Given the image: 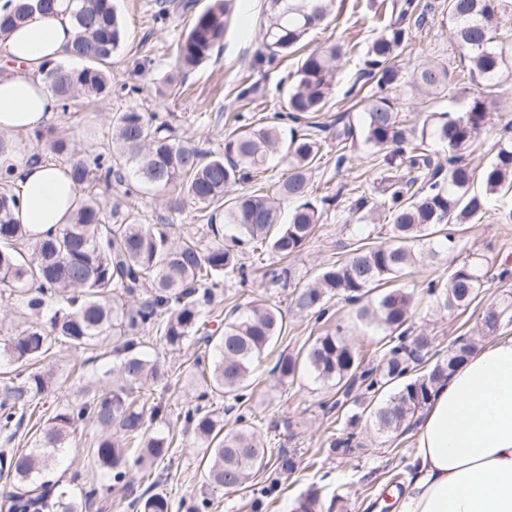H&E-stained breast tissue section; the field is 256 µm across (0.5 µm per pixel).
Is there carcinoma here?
Wrapping results in <instances>:
<instances>
[{
    "label": "carcinoma",
    "instance_id": "1",
    "mask_svg": "<svg viewBox=\"0 0 512 512\" xmlns=\"http://www.w3.org/2000/svg\"><path fill=\"white\" fill-rule=\"evenodd\" d=\"M263 28V51L291 54L305 36L332 13L334 0H268ZM503 0H448V21L458 48L467 58L471 80L482 87L460 111H427L420 129L407 128L394 100L383 91L400 79L397 52L422 26L435 5L421 0H390L389 19L368 45L361 76L377 91L362 109L360 136L380 153L378 165L386 177L382 197L371 203L360 196L349 214L363 226L383 216L389 240L362 244L325 267L296 292L298 313L323 320L328 303L336 298L357 306L358 317L388 336L379 361L362 367L359 352L341 328L318 336L304 351L302 361L280 354L271 369L290 383L300 369L323 383L342 384V397L328 406L344 411L345 422L330 439L328 453L346 455L357 446V429L373 427L379 434H401L423 411L435 388L476 350L473 337L456 340L450 357L428 368L425 356L431 339L410 331L408 321L415 295L392 282L422 258L435 259L457 248L455 228L474 224L496 195L512 191V138L502 140L493 158L476 170L463 153L489 121L494 94L504 74H512V18L501 9ZM32 0L0 14V37L25 20ZM77 28L71 57L84 66L48 64L43 80L61 108L78 97L100 96L109 88L105 67L122 47L125 28L112 0H63ZM224 0H212L197 14L188 32L176 44L174 62L182 72L199 66L224 38ZM346 51L338 44L313 49L300 57L295 79L286 93L288 118L300 123L324 111L334 91L336 68ZM449 70L435 61L414 67L412 87L418 92L444 88ZM36 145L68 158L70 177L78 190L71 223L44 235L17 223V198L0 187V296H16L33 318L14 336L0 339V367L12 376L0 383V433L11 441L29 411L55 386L49 369L30 366L51 357L61 342L78 351L95 350L112 342V367L83 388V401L66 405L48 417L24 452L0 448V475L10 478L9 512H79L98 494L91 487L75 493L53 478L58 455L72 433L90 425L97 433L92 454L105 479L107 493L121 494L131 483L129 463L152 467L170 454L172 440L157 433L147 436L162 413L158 402L140 401V393L166 388L169 372L143 352V333L156 329L173 349L183 348L195 328L203 325L200 293L226 276L246 278V269L264 271L276 283L291 271L264 265L265 254L293 256L314 234L322 212L310 199L311 171L321 159L322 143L313 133H286L274 120L234 129L224 138V149L207 152L175 134L171 124L134 108L112 115V150L91 159L77 156L70 140L50 128L34 134ZM435 139L448 150L447 164L427 154ZM280 155L286 176L271 190H244L240 185L268 170L272 155ZM132 166L144 184L161 191L171 186L208 211L206 233L214 242L202 249L188 233L180 241L169 224H138L118 219L97 199L84 193L94 182L108 183L116 166ZM480 179L484 190L471 184ZM295 202L282 220V206ZM253 261L242 262L244 246ZM487 273L467 259L448 269V275L427 285L439 309L467 308ZM483 335L512 325V300L488 306L481 317ZM284 331L283 315L254 299L237 306L224 322L220 336L203 337L212 348L207 390L195 395L196 404L184 414V423L211 445L207 477L212 487L227 493L251 489V508L259 507L277 488L279 475L295 469L292 457H277L278 476L269 483L252 479L268 470L265 444L243 408L251 394L252 377L274 339ZM230 401L239 427L224 430V419L205 409L212 395ZM137 512H169V500L149 487L128 503ZM321 491L309 488L298 497L292 512H322Z\"/></svg>",
    "mask_w": 512,
    "mask_h": 512
}]
</instances>
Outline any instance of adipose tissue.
I'll list each match as a JSON object with an SVG mask.
<instances>
[{"label":"adipose tissue","mask_w":512,"mask_h":512,"mask_svg":"<svg viewBox=\"0 0 512 512\" xmlns=\"http://www.w3.org/2000/svg\"><path fill=\"white\" fill-rule=\"evenodd\" d=\"M76 37L69 15L34 11L0 40V183L19 199L18 223L37 232L69 223L77 188L69 168L35 155L25 138L59 102L40 70ZM413 468L397 512H512V335L472 354L434 392L418 426Z\"/></svg>","instance_id":"ef3b65f1"}]
</instances>
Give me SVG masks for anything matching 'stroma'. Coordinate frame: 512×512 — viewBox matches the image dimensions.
Wrapping results in <instances>:
<instances>
[{"instance_id": "1", "label": "stroma", "mask_w": 512, "mask_h": 512, "mask_svg": "<svg viewBox=\"0 0 512 512\" xmlns=\"http://www.w3.org/2000/svg\"><path fill=\"white\" fill-rule=\"evenodd\" d=\"M179 2L115 0L127 38L107 67L111 91L96 98L77 99L67 114L57 116L54 122L56 130L66 134L82 156L91 158L111 148V117L129 108L158 113L177 126L182 139L208 151L223 149L224 138L234 129L236 116L255 122L285 111V91L300 56L293 53L271 62H257L266 0H227L223 43L214 48L208 60L181 77L176 86H168L167 78L174 65L173 47L191 21ZM374 2L336 0L332 22L313 30L307 39L312 49L342 44L346 55L338 68L333 97L317 118L323 150L311 177L313 198L337 195L341 201L330 207L316 235L291 258L295 280L299 283L312 280L321 268L346 256L354 237L353 231L345 226L351 200L361 194L377 198L383 188L384 174L377 165V156L361 138L349 142L344 165L336 163L337 130L360 125L362 120L355 106L358 96L351 93L350 86L362 66L367 46L382 26L374 12ZM423 58L442 62L452 74L448 87L432 97L437 109H462L477 92L468 70L460 62L451 24L446 16L435 15L414 33L398 56L403 78L389 90L402 120L411 127L421 125L423 116L411 97L407 78L414 64ZM252 83L258 86L257 95L248 101L237 100L238 90ZM511 118L512 80L501 87L488 123L469 150L474 162H487L494 155L497 142L507 136L503 126ZM90 192L106 207H118L121 213L132 214L139 223L171 225L176 237L202 222L200 210L190 200L180 199L178 189L157 192L139 186L128 170L122 179L91 185ZM466 257L481 263L490 273L470 308L463 312H443L430 298L420 295L415 300L411 322L415 330L432 336L431 350L440 357L447 356L449 345L457 337L480 334L481 314L487 306L512 296V222L505 221L499 211L487 213L462 235L455 253H443L435 261L416 265L411 274L400 280L401 285L416 289L440 277L453 261ZM504 269L510 270V277L498 280V273ZM256 294L280 309L287 331L275 344L274 354L265 357L254 372L253 414L269 456L284 452L296 460L295 470L282 479L276 503L264 505L262 512H291L294 500L313 486L339 492L347 512H383L382 497L391 476L402 471L406 460L411 459L416 431L380 435L366 429L359 436L360 448L350 456L340 459L327 455L326 442L335 433L337 422L335 414L324 409L323 404L335 399V386L317 382L305 374L293 383H283L268 373L275 353L297 354L324 331L313 319L296 315L292 308V288L271 283L260 287L235 277L225 278L216 290L215 300L206 309V328L214 330L233 305L246 303ZM330 322L345 327L365 363L378 362L384 335L359 321L354 306L341 299L331 300ZM198 349V344L190 340L183 350L174 353L159 338L150 340L151 356L171 369L167 388L152 394L153 399L163 401L167 407L166 417L153 424L152 429L175 440L172 453L164 462L168 479L160 489L170 501L171 512H193L205 499L212 503L209 512H250L244 493L227 495L209 485L203 463L206 446L184 426L182 415L192 407L193 395L201 381L199 371L191 370L188 363ZM51 364L58 384L12 440L11 446L17 451L30 448V438L40 419L59 407L80 401L76 388L80 377L102 373L111 367L112 359L99 350L82 353L59 344ZM92 435L89 428L75 433L58 465L78 490L101 480L89 457Z\"/></svg>"}]
</instances>
